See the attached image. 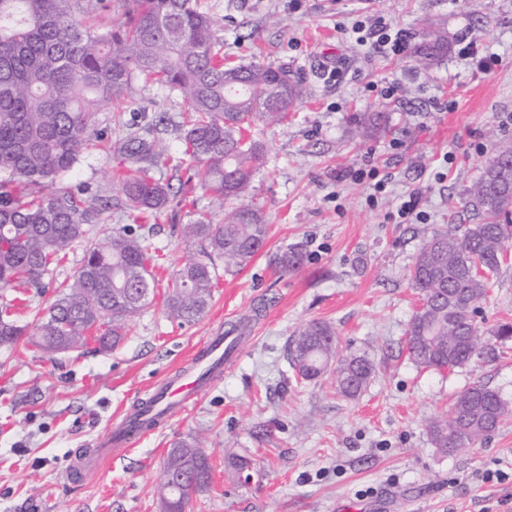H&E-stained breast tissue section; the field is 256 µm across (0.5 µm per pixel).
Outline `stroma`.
<instances>
[{
  "label": "stroma",
  "mask_w": 512,
  "mask_h": 512,
  "mask_svg": "<svg viewBox=\"0 0 512 512\" xmlns=\"http://www.w3.org/2000/svg\"><path fill=\"white\" fill-rule=\"evenodd\" d=\"M201 3L220 24L226 59L288 66L308 90L287 124L266 128L267 163L245 197L261 209L268 240L247 268L219 272L197 320L169 319L173 275L203 255L180 227L217 208L209 192L195 189L149 231L163 254L155 298L129 321L119 347L99 352L90 344L51 357L22 341L0 350V512H159L164 462L181 441L197 443L212 470L187 512H337L341 504L356 512H512V417L490 439L451 454L428 433L472 384L512 403V341L498 360L451 372L418 367L405 347L420 304L407 272L424 231L469 223L468 187L495 142L512 140V0ZM364 13L408 29L415 46L429 24L440 25L448 44L426 67L411 56H368L345 35ZM462 36L478 53L499 54L493 74L459 58ZM333 64L340 79L327 74ZM394 81L397 97H382L380 86ZM130 96L131 103L98 107L95 131L111 135L117 118L135 127L163 148V177L178 184L188 164L180 97L139 83ZM360 112L385 113L389 133L354 137L351 119ZM112 167L86 152L64 181L108 200ZM359 168L378 175L352 179ZM378 180L383 189H375ZM412 193L419 215L401 218ZM295 243L303 265L281 272L271 259ZM315 321L333 326L340 351L374 360L377 372L357 398L338 397L333 374L304 382L289 365V339ZM477 322L487 329L512 322V247ZM220 330L240 339L223 378L136 446L117 449L97 473L71 480L78 454L114 416L146 400ZM236 456L248 461L247 472L233 466ZM488 469L510 478L484 482Z\"/></svg>",
  "instance_id": "stroma-1"
}]
</instances>
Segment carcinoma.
Listing matches in <instances>:
<instances>
[{
  "label": "carcinoma",
  "mask_w": 512,
  "mask_h": 512,
  "mask_svg": "<svg viewBox=\"0 0 512 512\" xmlns=\"http://www.w3.org/2000/svg\"><path fill=\"white\" fill-rule=\"evenodd\" d=\"M123 2L125 22L114 28L96 23L102 0H0V289L42 294L56 284V298L30 334L46 354L74 351L91 339L104 351L118 346L127 323L154 298L150 265L158 255L135 225L168 215L187 186L198 185L221 203L243 196L267 162L262 128L287 122L306 95L284 66L224 62V38L200 0ZM447 41L433 28L415 53L430 59ZM136 83L182 99L181 144L190 165L176 192L162 176L164 157L153 142L126 125L117 126L113 140L92 128L96 107L126 100ZM354 124L357 135L386 131L382 112H365ZM89 150L117 160L112 199L126 224L86 246L75 275L58 282L61 261L102 211L99 199L61 181ZM465 205L476 222L424 236L409 269L421 304L405 343L424 369L493 361L499 345L512 339V324L487 337L472 317L512 237V225L502 223L512 214V143L497 148ZM268 230L256 207L200 212L181 225V236L200 241L208 253L176 272L168 317L189 323L203 314L217 280L214 259L223 260L226 271L243 270L263 249ZM303 261L298 245L273 256L285 272ZM25 335L10 307H0V349H13ZM287 352L303 381L334 368L337 393L347 399L358 397L376 372L368 356L339 353L336 331L323 322L306 325ZM510 415L498 391L474 384L455 396L429 435L451 454L488 438ZM209 483L207 457L192 443H177L163 467L160 512H186L191 492Z\"/></svg>",
  "instance_id": "1"
}]
</instances>
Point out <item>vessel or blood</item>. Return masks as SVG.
I'll use <instances>...</instances> for the list:
<instances>
[{
  "mask_svg": "<svg viewBox=\"0 0 512 512\" xmlns=\"http://www.w3.org/2000/svg\"><path fill=\"white\" fill-rule=\"evenodd\" d=\"M238 352L235 343H224L222 337H214L203 350L193 357L198 370L175 378L167 377L160 381L153 392L155 403L152 410L153 419H160L167 408L187 407L194 401L201 387L222 374L223 359H234ZM149 427L137 412L124 413L120 422L107 429L98 439L91 456L79 460L74 474L85 478L111 455L112 448L131 446L137 439L148 433Z\"/></svg>",
  "mask_w": 512,
  "mask_h": 512,
  "instance_id": "obj_1",
  "label": "vessel or blood"
}]
</instances>
